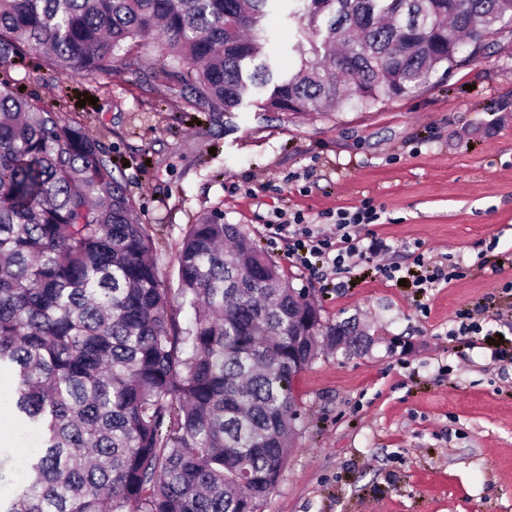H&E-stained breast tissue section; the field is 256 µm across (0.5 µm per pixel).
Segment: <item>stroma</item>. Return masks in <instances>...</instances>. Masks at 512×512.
<instances>
[{
	"label": "stroma",
	"instance_id": "stroma-1",
	"mask_svg": "<svg viewBox=\"0 0 512 512\" xmlns=\"http://www.w3.org/2000/svg\"><path fill=\"white\" fill-rule=\"evenodd\" d=\"M294 0H270L257 63L275 78L300 66L309 42ZM160 49L141 51L146 78L117 68L97 91L42 66L8 69L11 84L112 149L138 216L150 227L162 277L177 288L187 225L219 215L240 225L309 292L323 320L350 319L368 339L323 354L293 381L302 419L288 464L259 512H512V364L490 358L487 336L512 344V25L477 61L372 109L329 114L263 110L250 89L221 124L207 121L170 76ZM372 201L368 232L404 259L421 243L460 278L425 293L365 273L338 284L293 263L276 214ZM479 309L483 332L452 335L458 310ZM0 381V492L11 493L28 444Z\"/></svg>",
	"mask_w": 512,
	"mask_h": 512
}]
</instances>
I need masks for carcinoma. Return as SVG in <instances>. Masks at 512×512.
Here are the masks:
<instances>
[{
  "label": "carcinoma",
  "mask_w": 512,
  "mask_h": 512,
  "mask_svg": "<svg viewBox=\"0 0 512 512\" xmlns=\"http://www.w3.org/2000/svg\"><path fill=\"white\" fill-rule=\"evenodd\" d=\"M299 71L271 112L376 107L478 60L512 0H303ZM268 0H0V67L30 55L96 89L159 41L160 71L218 122L269 69L245 72ZM181 324L110 147L0 82V376L35 446L0 512H257L288 464L294 378L361 342L237 224L206 216L177 256Z\"/></svg>",
  "instance_id": "carcinoma-1"
}]
</instances>
